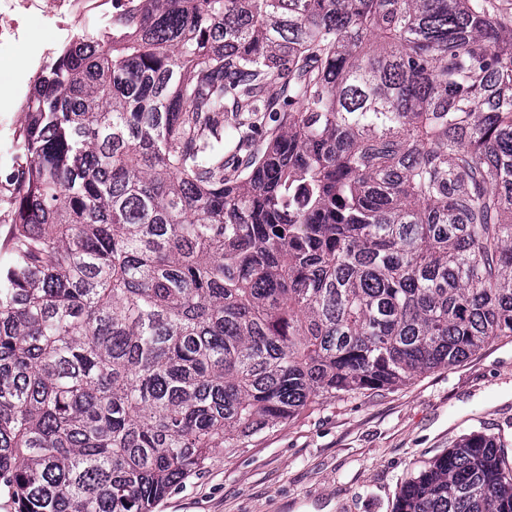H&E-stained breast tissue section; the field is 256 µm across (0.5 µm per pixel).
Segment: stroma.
<instances>
[{"label":"stroma","instance_id":"obj_1","mask_svg":"<svg viewBox=\"0 0 512 512\" xmlns=\"http://www.w3.org/2000/svg\"><path fill=\"white\" fill-rule=\"evenodd\" d=\"M82 30L41 12L27 17L0 89L32 77ZM472 432L504 437L512 467V339L394 391L306 407L248 447L214 449L154 512H393L404 479Z\"/></svg>","mask_w":512,"mask_h":512}]
</instances>
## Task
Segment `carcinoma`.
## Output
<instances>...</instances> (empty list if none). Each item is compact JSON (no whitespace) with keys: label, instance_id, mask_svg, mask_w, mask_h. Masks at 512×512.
Returning <instances> with one entry per match:
<instances>
[{"label":"carcinoma","instance_id":"carcinoma-1","mask_svg":"<svg viewBox=\"0 0 512 512\" xmlns=\"http://www.w3.org/2000/svg\"><path fill=\"white\" fill-rule=\"evenodd\" d=\"M13 154L15 512H153L215 448L512 338L497 0H141L41 68ZM503 448L469 435L394 512H512Z\"/></svg>","mask_w":512,"mask_h":512}]
</instances>
